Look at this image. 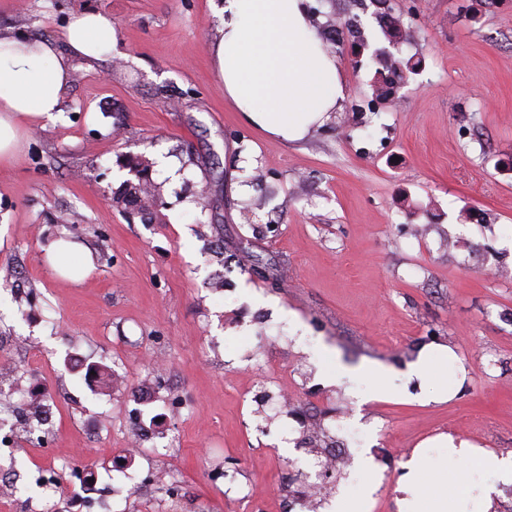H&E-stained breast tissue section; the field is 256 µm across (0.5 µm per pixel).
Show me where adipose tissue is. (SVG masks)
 I'll list each match as a JSON object with an SVG mask.
<instances>
[{"label":"adipose tissue","instance_id":"obj_1","mask_svg":"<svg viewBox=\"0 0 512 512\" xmlns=\"http://www.w3.org/2000/svg\"><path fill=\"white\" fill-rule=\"evenodd\" d=\"M309 0H214L220 18L208 45L224 101L248 126L274 139L297 142L339 110L349 88L334 53L319 34ZM115 31L102 13H75L62 32L67 45L22 33H0V165L12 164L35 120L60 111L76 62L111 55ZM441 379L439 388L417 394L423 403L444 402L461 388L466 369L454 349L423 347L408 376ZM512 481V456L502 457L470 442L442 435L416 448L403 463L396 486L398 512H466L480 490L486 512L491 484L477 477Z\"/></svg>","mask_w":512,"mask_h":512}]
</instances>
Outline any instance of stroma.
<instances>
[{
    "label": "stroma",
    "instance_id": "obj_1",
    "mask_svg": "<svg viewBox=\"0 0 512 512\" xmlns=\"http://www.w3.org/2000/svg\"><path fill=\"white\" fill-rule=\"evenodd\" d=\"M390 3L421 73L375 103L370 64L336 44L341 111L286 143L225 103L209 0H0L1 31L56 41L81 10L115 27L111 57L79 63L61 112L0 169V390L54 400L52 425L16 438L18 471L125 470L112 512H156L149 478L167 469L178 512H302L288 478L312 456L287 394L346 449L331 496L370 483L371 512H398L401 464L428 438L512 453V9ZM134 156L161 201L142 217L114 199ZM60 236L93 260L82 282L49 262ZM433 340L466 379L421 404L439 380L406 369ZM143 391L158 438L124 463Z\"/></svg>",
    "mask_w": 512,
    "mask_h": 512
}]
</instances>
